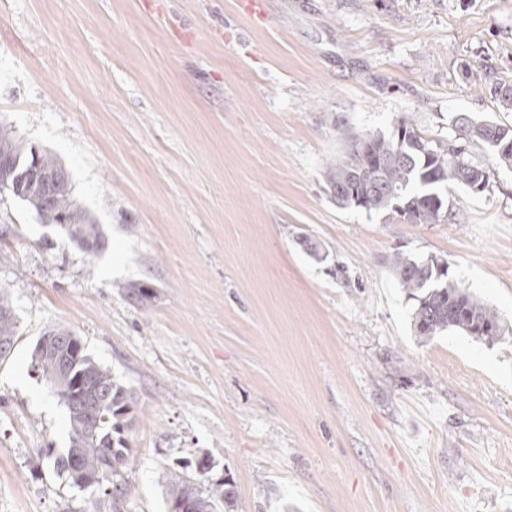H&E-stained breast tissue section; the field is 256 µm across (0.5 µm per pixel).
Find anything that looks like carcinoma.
Here are the masks:
<instances>
[{
  "mask_svg": "<svg viewBox=\"0 0 512 512\" xmlns=\"http://www.w3.org/2000/svg\"><path fill=\"white\" fill-rule=\"evenodd\" d=\"M488 93L498 108L512 110V82L489 80ZM347 148L324 173L336 203L344 207L382 214L385 219L412 224H440L449 220L444 192L453 186L473 193L489 185L490 170L467 155L469 143L480 142L497 163L512 169V126L477 121L461 115L446 143L425 138L411 123L401 119L389 134L344 132ZM0 154L10 155L20 173L33 164L51 175L52 200L35 187L16 199L33 210L41 223L59 226L81 247L98 250L102 233L94 219L72 196L67 172L47 152L26 150L12 134L0 130ZM393 271L407 299L413 301L412 322L416 335L430 340L447 330L464 332L487 342L509 333L507 322L451 274L449 265L435 257L415 258L398 253ZM0 361L10 356L17 341V326L7 297L0 293ZM75 342L72 349L60 342ZM32 364L50 383L68 412L69 445L56 459L69 482L76 463L84 476H100L96 488L103 497L90 501L86 512H123L129 485L122 476L130 451L128 442L137 422L138 396L97 362L85 343L65 328L44 332L35 345ZM194 469L197 478L187 473ZM206 454L176 461L167 473L166 512H233L235 491L227 477L216 478Z\"/></svg>",
  "mask_w": 512,
  "mask_h": 512,
  "instance_id": "cac0c4a2",
  "label": "carcinoma"
}]
</instances>
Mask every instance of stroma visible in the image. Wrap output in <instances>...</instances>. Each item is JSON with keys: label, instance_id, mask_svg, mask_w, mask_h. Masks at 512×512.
Wrapping results in <instances>:
<instances>
[{"label": "stroma", "instance_id": "1", "mask_svg": "<svg viewBox=\"0 0 512 512\" xmlns=\"http://www.w3.org/2000/svg\"><path fill=\"white\" fill-rule=\"evenodd\" d=\"M492 71L512 80V0H0V126L103 234L84 250L0 194V512L91 499L46 455L68 416L32 353L57 326L138 396L125 512H165L203 453L235 512H512V334L422 341L391 268L442 259L512 325V170L469 145L490 183L450 188L445 224L324 179L347 131L512 125ZM0 340L7 343L5 348L0 349V361H4L10 356L17 341V326L11 306L3 292L0 293Z\"/></svg>", "mask_w": 512, "mask_h": 512}]
</instances>
